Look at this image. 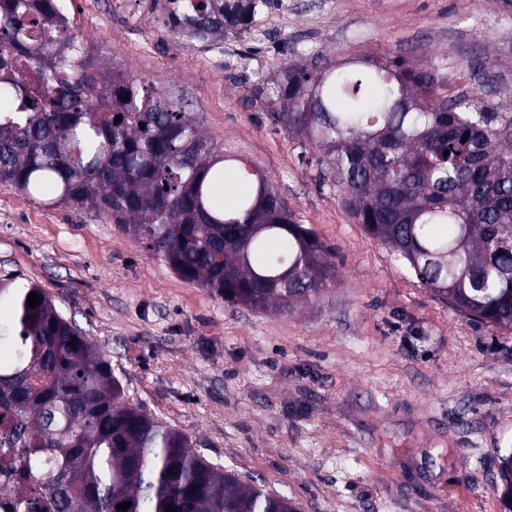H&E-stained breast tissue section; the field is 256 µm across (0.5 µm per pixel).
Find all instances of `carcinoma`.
Wrapping results in <instances>:
<instances>
[{
  "label": "carcinoma",
  "mask_w": 512,
  "mask_h": 512,
  "mask_svg": "<svg viewBox=\"0 0 512 512\" xmlns=\"http://www.w3.org/2000/svg\"><path fill=\"white\" fill-rule=\"evenodd\" d=\"M167 3L178 39L209 44L247 32L280 0ZM254 92L273 124L323 154L319 180L434 296L512 328V107L450 95L440 66L389 56L364 70L290 64ZM225 162L181 103L109 69L58 0H0L1 186L127 226L228 303L284 311L317 298L336 279L335 248L261 173ZM230 179L251 189L219 205L214 188ZM4 297L5 512H120L125 501L126 512H296L129 405L110 359L42 288L6 274ZM500 477L512 512V454Z\"/></svg>",
  "instance_id": "1"
}]
</instances>
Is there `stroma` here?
Listing matches in <instances>:
<instances>
[{
    "label": "stroma",
    "instance_id": "obj_1",
    "mask_svg": "<svg viewBox=\"0 0 512 512\" xmlns=\"http://www.w3.org/2000/svg\"><path fill=\"white\" fill-rule=\"evenodd\" d=\"M249 35L180 42L158 0H71L79 38L179 98L231 164L259 169L336 249V281L290 312L183 281L109 218L0 186V275L39 285L109 356L129 403L298 512H504L512 328L477 324L423 287L318 180L311 147L252 100L285 66L382 56L447 68L512 100V17L496 0H281Z\"/></svg>",
    "mask_w": 512,
    "mask_h": 512
}]
</instances>
